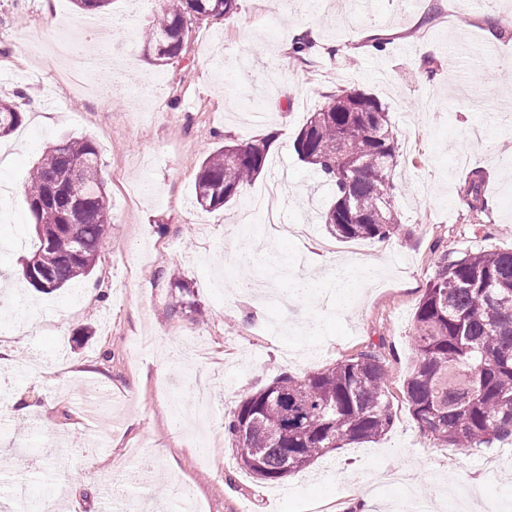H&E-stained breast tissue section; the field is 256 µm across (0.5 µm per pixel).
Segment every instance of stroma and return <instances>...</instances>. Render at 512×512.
I'll return each mask as SVG.
<instances>
[{"instance_id": "stroma-1", "label": "stroma", "mask_w": 512, "mask_h": 512, "mask_svg": "<svg viewBox=\"0 0 512 512\" xmlns=\"http://www.w3.org/2000/svg\"><path fill=\"white\" fill-rule=\"evenodd\" d=\"M158 5L114 0L119 21L99 53L126 46L108 96L80 87L59 105L46 90L55 66L13 80L27 62L25 43L36 32L67 26L84 39L86 12L73 0H0V98L22 122L0 140V179L13 192L0 198V240L20 237L0 252V282L9 283L33 244L24 187L29 171L61 135L93 138L112 212L92 273L70 292L19 294L50 306L36 332L18 322L0 332L12 363L37 361V372L0 377V387L23 394L39 411L16 420L0 403V512H13L9 491L26 488L37 512H176L190 494L200 512H307L316 500L354 512L352 491L378 471L382 486L373 512H404L402 486L434 502L449 477L464 512L471 506L512 512V463L486 470L512 439L487 448H444L422 429L404 397L417 360L412 344L416 307L440 258L512 249V38L489 40L492 22L512 21V0H237L227 19L190 24L187 52L155 68L129 31L147 26ZM315 34L302 60L289 50L299 29ZM497 55L479 57L482 45ZM341 88L371 94L386 106L399 140L394 200L402 228L384 241L335 242L321 212L334 188L321 182L293 148L309 112ZM271 138L266 170L224 208L193 204L200 162L225 144ZM486 173L488 209L474 214L461 194L462 176ZM285 173V211L274 233L250 211L251 195ZM245 217L268 253L252 255L250 277L232 259L229 240ZM309 223L300 242L293 225ZM177 248H170V241ZM179 271L192 289L193 308L179 306L169 275ZM270 320L279 336L266 334ZM153 339L139 359L129 340ZM378 345L389 374L393 422L376 442L344 447L279 484L240 469L224 419L241 398L280 374H311ZM212 376L211 446L201 452L178 430L169 395L182 375ZM107 385L112 412L95 430L84 425V383ZM158 478L124 485L135 458Z\"/></svg>"}]
</instances>
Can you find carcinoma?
<instances>
[{
  "instance_id": "obj_1",
  "label": "carcinoma",
  "mask_w": 512,
  "mask_h": 512,
  "mask_svg": "<svg viewBox=\"0 0 512 512\" xmlns=\"http://www.w3.org/2000/svg\"><path fill=\"white\" fill-rule=\"evenodd\" d=\"M236 0H165L142 30L147 61L179 62L188 25L220 20ZM22 112L0 99V137L20 125ZM267 140L215 148L201 162L195 203L224 207L263 171ZM301 160L335 187V201L322 215L335 238L385 240L399 230L392 175L399 157L389 112L369 94L341 89L310 113L294 141ZM100 152L86 136L68 137L46 150L30 173L25 199L37 239L31 257L50 275L45 287L24 262L22 275L36 291L51 294L88 276L111 223ZM486 174L469 173V209H488ZM418 360L404 393L414 418L448 448H481L512 438V250L442 258L414 314ZM388 370L369 348L303 379L283 375L248 393L230 415L226 430L236 448L252 447L260 469L239 453L242 468L271 483L289 462L293 472L340 445L373 442L386 435L393 415Z\"/></svg>"
}]
</instances>
